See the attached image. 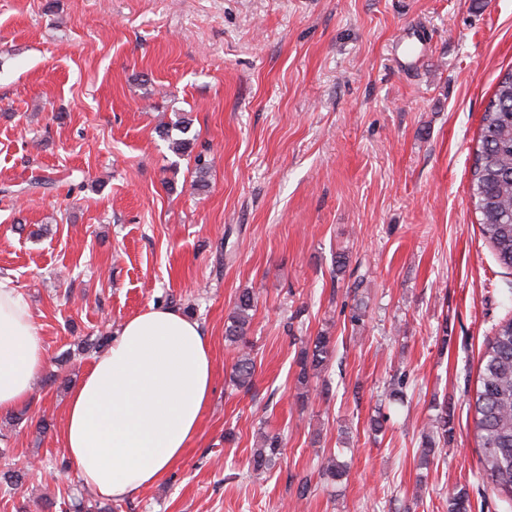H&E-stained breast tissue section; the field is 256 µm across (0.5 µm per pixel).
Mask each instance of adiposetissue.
I'll return each mask as SVG.
<instances>
[{
	"instance_id": "obj_1",
	"label": "adipose tissue",
	"mask_w": 512,
	"mask_h": 512,
	"mask_svg": "<svg viewBox=\"0 0 512 512\" xmlns=\"http://www.w3.org/2000/svg\"><path fill=\"white\" fill-rule=\"evenodd\" d=\"M46 362L24 298L0 277V412L29 402ZM213 378L196 320L163 306L125 320L66 404L62 443L71 467L110 499L153 485L196 437Z\"/></svg>"
}]
</instances>
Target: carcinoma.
Masks as SVG:
<instances>
[{
    "mask_svg": "<svg viewBox=\"0 0 512 512\" xmlns=\"http://www.w3.org/2000/svg\"><path fill=\"white\" fill-rule=\"evenodd\" d=\"M178 128L183 137L172 140L171 148L183 155L192 145V139L185 137L191 120L185 116L179 118ZM470 174L482 236L493 248L498 264L512 271V69L499 75L485 107L480 145L472 159ZM256 302L254 289L240 292L224 328V340L237 349L230 381L236 389L245 392L253 386L256 369L248 346L251 311ZM302 344L297 377L300 392L296 396L301 404L305 402L304 389L310 380L327 369L336 352L333 337L325 332ZM481 362L480 387L468 400L474 436L482 449L481 471L496 490L512 498V318L498 324L494 336L485 344ZM453 416L448 401L437 404V414L422 432L418 448L423 464H429L442 452L440 444H448L453 434ZM284 447L280 434L262 433L260 446L252 450L247 460V473L252 476L271 470ZM448 512H472L466 490L448 492Z\"/></svg>",
    "mask_w": 512,
    "mask_h": 512,
    "instance_id": "cac0c4a2",
    "label": "carcinoma"
}]
</instances>
